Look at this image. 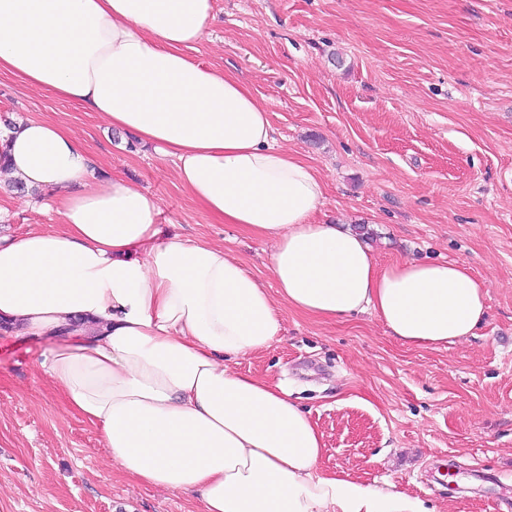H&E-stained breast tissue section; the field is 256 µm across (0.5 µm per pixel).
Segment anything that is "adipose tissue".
<instances>
[{"instance_id": "obj_1", "label": "adipose tissue", "mask_w": 512, "mask_h": 512, "mask_svg": "<svg viewBox=\"0 0 512 512\" xmlns=\"http://www.w3.org/2000/svg\"><path fill=\"white\" fill-rule=\"evenodd\" d=\"M212 17L213 0H0V74L172 158L208 213L272 241L275 288L223 247L164 232L156 196L30 118L0 133V188L53 193L61 223L0 236V332L50 339L39 367L112 462L202 512H431L322 468L308 413L232 363L279 338L284 304L324 320L370 310L403 345L436 348L475 334L484 286L458 262L380 267L350 226L315 223L314 168L275 144L248 84L189 56Z\"/></svg>"}]
</instances>
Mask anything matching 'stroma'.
Masks as SVG:
<instances>
[{"label":"stroma","mask_w":512,"mask_h":512,"mask_svg":"<svg viewBox=\"0 0 512 512\" xmlns=\"http://www.w3.org/2000/svg\"><path fill=\"white\" fill-rule=\"evenodd\" d=\"M213 15L190 56L247 80L278 146L319 173L317 221L365 225L380 265L457 261L486 284L467 339L409 348L375 313L285 306L281 339L234 369L309 412L323 468L435 512H512V0H214ZM0 116L64 123L106 173L158 198L164 230L270 280V241L206 212L173 159L6 74ZM59 221L0 189V235ZM42 347L0 335V512H201L112 464L40 369Z\"/></svg>","instance_id":"35a3bbf8"}]
</instances>
